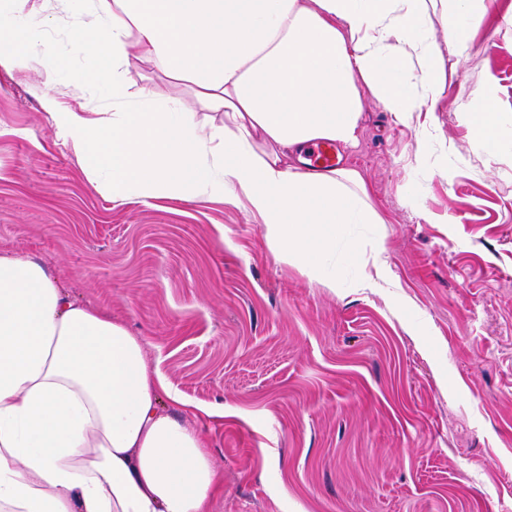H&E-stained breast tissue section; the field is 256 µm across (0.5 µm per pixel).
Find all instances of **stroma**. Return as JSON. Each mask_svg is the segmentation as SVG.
I'll return each instance as SVG.
<instances>
[{
	"instance_id": "stroma-1",
	"label": "stroma",
	"mask_w": 512,
	"mask_h": 512,
	"mask_svg": "<svg viewBox=\"0 0 512 512\" xmlns=\"http://www.w3.org/2000/svg\"><path fill=\"white\" fill-rule=\"evenodd\" d=\"M466 26L460 55L430 16L433 111L404 125L364 93L339 151L383 221L342 228L332 288L241 206L115 201L90 183L40 100L83 66L65 39L69 70L0 75V251L41 260L144 341L224 472L212 512H512V0ZM484 90L505 143L465 123ZM377 260L385 282L361 287Z\"/></svg>"
}]
</instances>
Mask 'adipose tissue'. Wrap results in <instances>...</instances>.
Segmentation results:
<instances>
[{"label":"adipose tissue","mask_w":512,"mask_h":512,"mask_svg":"<svg viewBox=\"0 0 512 512\" xmlns=\"http://www.w3.org/2000/svg\"><path fill=\"white\" fill-rule=\"evenodd\" d=\"M485 0H54L52 15L0 24V71L32 69L63 15L85 61L69 88L110 86L95 108L42 105L82 173L112 199L219 197L265 227L274 253L334 283L347 224H376L353 168L302 170L320 141L356 140L363 90L410 123L437 100L431 10L465 20ZM143 64L188 82L212 110L161 103L129 79ZM414 71L416 83L404 81ZM140 338L75 301L41 261L0 251V512H209L224 475L202 433L159 403Z\"/></svg>","instance_id":"adipose-tissue-1"}]
</instances>
